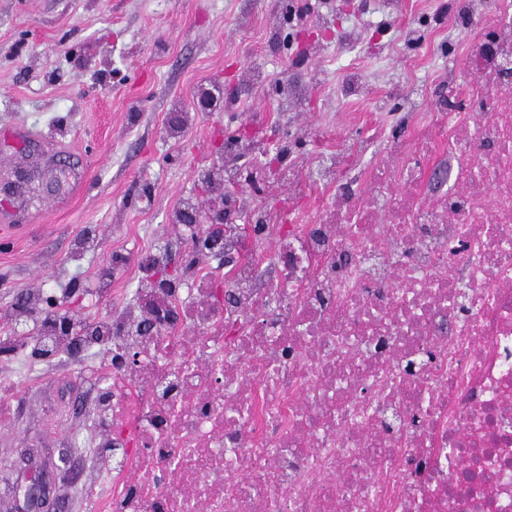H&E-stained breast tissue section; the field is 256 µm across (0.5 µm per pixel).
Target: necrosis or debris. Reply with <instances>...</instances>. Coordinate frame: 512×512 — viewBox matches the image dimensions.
Listing matches in <instances>:
<instances>
[{"instance_id":"obj_1","label":"necrosis or debris","mask_w":512,"mask_h":512,"mask_svg":"<svg viewBox=\"0 0 512 512\" xmlns=\"http://www.w3.org/2000/svg\"><path fill=\"white\" fill-rule=\"evenodd\" d=\"M512 0L472 50L467 105L394 147L364 193L278 233L136 349L97 420L99 512H512ZM447 157L454 188L427 187Z\"/></svg>"}]
</instances>
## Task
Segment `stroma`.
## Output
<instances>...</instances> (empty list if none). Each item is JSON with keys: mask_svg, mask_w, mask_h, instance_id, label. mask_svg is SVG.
Here are the masks:
<instances>
[{"mask_svg": "<svg viewBox=\"0 0 512 512\" xmlns=\"http://www.w3.org/2000/svg\"><path fill=\"white\" fill-rule=\"evenodd\" d=\"M500 0H0V171L28 145L62 183L0 196V337L31 336L13 311L75 324L131 304L142 253L183 271L192 239L174 209L213 206L203 175L242 173L228 220L260 211L316 223L334 195L321 179L338 150L362 145L353 179L417 122L443 119L471 78L466 56ZM301 171L303 188L282 170ZM94 234L95 249L77 240ZM100 356L0 353L11 384L0 413V471L24 448L73 449L58 482L63 512H93L110 486L93 411Z\"/></svg>", "mask_w": 512, "mask_h": 512, "instance_id": "obj_1", "label": "stroma"}]
</instances>
